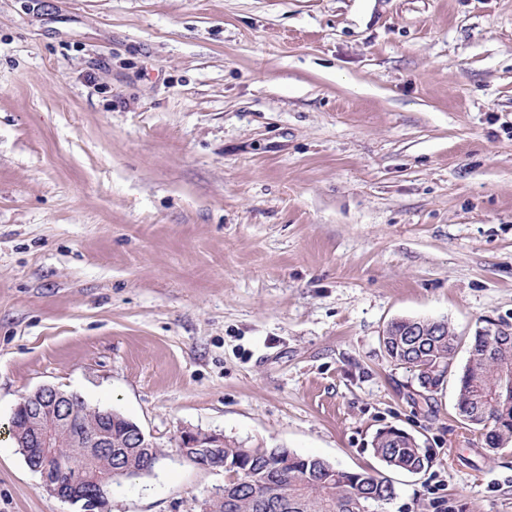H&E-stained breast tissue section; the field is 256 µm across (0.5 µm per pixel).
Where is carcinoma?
<instances>
[{"instance_id":"obj_1","label":"carcinoma","mask_w":512,"mask_h":512,"mask_svg":"<svg viewBox=\"0 0 512 512\" xmlns=\"http://www.w3.org/2000/svg\"><path fill=\"white\" fill-rule=\"evenodd\" d=\"M420 324L424 335L406 336L405 323L390 322L382 336L386 356L394 364L417 368L419 383L439 386L443 371L455 367L458 341L445 325L427 319ZM67 405L75 425L58 433V447H72L76 434L89 435L101 427L112 431V454L100 455L96 467L110 472L127 465V472L115 480L148 476L166 457L157 446L137 447L138 425L132 420L113 422L108 410L91 408L73 393ZM457 405L470 425L486 431L488 451L512 442V338L478 332L471 336L469 357L458 372ZM371 448L390 470L415 473L430 464L416 438L399 428L377 430ZM200 463L224 464V501L214 503L213 512H375L395 497L391 480L379 471L346 470L279 446L252 448L226 437L223 447L201 455Z\"/></svg>"}]
</instances>
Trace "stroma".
Returning <instances> with one entry per match:
<instances>
[{"mask_svg": "<svg viewBox=\"0 0 512 512\" xmlns=\"http://www.w3.org/2000/svg\"><path fill=\"white\" fill-rule=\"evenodd\" d=\"M512 325V0H0V512H75L9 433L51 385L165 448L112 512H196L182 429L381 469L378 512H512L395 319ZM373 454L387 469L415 473L429 467L430 457L410 433L394 427L376 431L371 440Z\"/></svg>", "mask_w": 512, "mask_h": 512, "instance_id": "obj_1", "label": "stroma"}]
</instances>
